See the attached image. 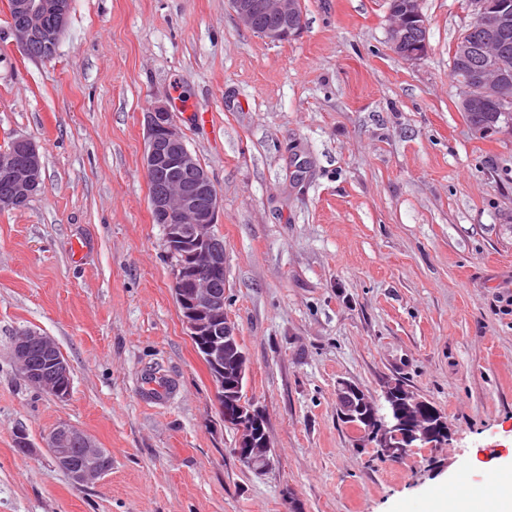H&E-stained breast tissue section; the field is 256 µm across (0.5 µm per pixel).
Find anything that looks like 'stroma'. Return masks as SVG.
Returning <instances> with one entry per match:
<instances>
[{
	"mask_svg": "<svg viewBox=\"0 0 512 512\" xmlns=\"http://www.w3.org/2000/svg\"><path fill=\"white\" fill-rule=\"evenodd\" d=\"M420 7L428 50L409 63L388 0H302L285 43L228 0H71L40 61L0 0V144L34 141L44 183L0 212V512H427L463 479L495 490L512 467V136L476 137L458 110L468 0ZM179 99L222 200L263 475L233 452L150 210L146 114ZM27 329L69 363L67 398L22 379ZM341 381L376 400L389 381L414 390L446 414L447 446L399 461L358 446ZM62 422L111 454L106 475L77 485L56 466ZM469 29H470V24L460 34L458 41H457L456 45L454 46V50L457 52L458 55H460V56H458L456 54L452 55L451 70H452L454 78H455V76H460L461 71L478 66L480 64V62L482 64V66H488L491 61L489 57H484L481 55H479V57H469V58L461 57V56L468 55L471 52V50L474 48L473 42H469L465 39L459 40L469 31Z\"/></svg>",
	"mask_w": 512,
	"mask_h": 512,
	"instance_id": "stroma-1",
	"label": "stroma"
}]
</instances>
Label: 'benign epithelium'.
Masks as SVG:
<instances>
[{"label":"benign epithelium","instance_id":"obj_1","mask_svg":"<svg viewBox=\"0 0 512 512\" xmlns=\"http://www.w3.org/2000/svg\"><path fill=\"white\" fill-rule=\"evenodd\" d=\"M240 23L271 42H286L299 35L304 18L301 0H229ZM473 26L481 31L484 51L492 52L500 34L512 24V0H468ZM70 0H12L11 11L25 22L11 25L16 45L23 52L42 47V58L56 54L68 24ZM392 25L389 41L394 53L415 62L426 52L428 24L420 0H390ZM52 24L44 25V19ZM268 24L260 27L256 19ZM460 111L499 112L503 118L491 124L470 126L482 137L496 130L512 133V73L496 66L479 69L460 78ZM142 165L148 180L165 172L168 178L149 198L156 223L163 225L164 242L173 267V293L182 320L192 340L199 342L216 389L224 423L236 432L234 452L241 463L257 474L272 468L270 437L262 411L241 396L249 374L248 357L235 324L226 311L222 282L225 280L224 242L216 231L221 198L206 169L188 149L170 108L156 105L147 113L146 146ZM42 160L35 143L18 139L10 149L0 151V178L11 186L3 203L11 206L43 190ZM14 357L33 385L45 387V372L55 386L52 395L60 399L71 384L68 362L47 336L35 330L20 334ZM364 392L349 382L338 384L336 402L344 423L353 427L360 445L377 449L392 460L402 459L415 448H443L448 431L443 414L425 411L428 403L400 383L384 386V402L373 406L361 423L352 415L356 399ZM80 440L88 463L70 462V445ZM47 447L57 465L71 480L90 484L109 470L102 449L90 437L68 423L58 424L50 433Z\"/></svg>","mask_w":512,"mask_h":512}]
</instances>
